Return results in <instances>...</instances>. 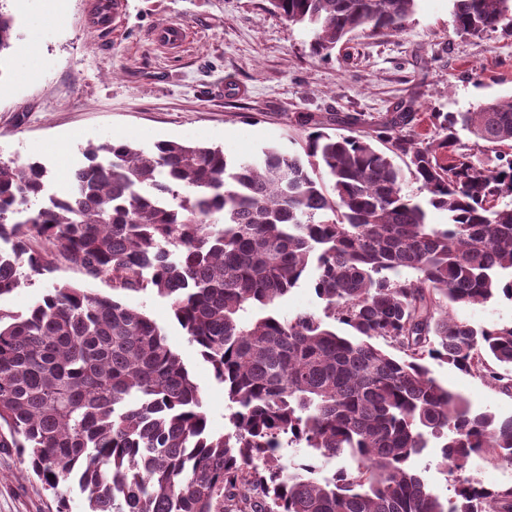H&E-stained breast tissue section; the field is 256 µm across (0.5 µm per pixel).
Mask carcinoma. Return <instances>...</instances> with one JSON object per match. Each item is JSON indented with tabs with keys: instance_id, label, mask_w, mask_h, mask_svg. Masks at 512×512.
Masks as SVG:
<instances>
[{
	"instance_id": "carcinoma-1",
	"label": "carcinoma",
	"mask_w": 512,
	"mask_h": 512,
	"mask_svg": "<svg viewBox=\"0 0 512 512\" xmlns=\"http://www.w3.org/2000/svg\"><path fill=\"white\" fill-rule=\"evenodd\" d=\"M269 2L320 59L358 34L402 33L417 8ZM451 2L457 32L512 36V0ZM17 37L0 0V54ZM296 124L301 149L251 160L182 141L91 143L61 196H46L41 162L0 159V297L62 262L112 283L110 296L62 284L24 313L0 310V448L58 512L74 491L87 512H512V488L461 476L512 466V415L474 407L430 368L512 394V324L458 315L512 301V204L497 203L512 194V95ZM433 210L447 223H430ZM305 279L323 315L279 316ZM148 292L224 384L230 432L210 430L163 328L124 301ZM433 438L451 497L415 467ZM288 446L301 461H283ZM344 458L319 475V461Z\"/></svg>"
}]
</instances>
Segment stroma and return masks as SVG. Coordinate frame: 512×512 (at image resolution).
<instances>
[{"mask_svg":"<svg viewBox=\"0 0 512 512\" xmlns=\"http://www.w3.org/2000/svg\"><path fill=\"white\" fill-rule=\"evenodd\" d=\"M97 0H8L20 35L0 55V158L37 160L63 194L91 142L122 139L145 148L178 140L219 146L230 159L262 148L294 149L300 112L384 113L415 97L420 112H464L512 94V37L455 33L451 0H418L406 31L356 36L350 51L315 58L299 27L272 15L267 0H125L117 27L96 23ZM187 24L190 44L168 49L157 29ZM69 283L108 295V278L62 265L33 276L0 309L25 312L48 288ZM164 330L198 384L213 431L228 430L223 383L157 295L126 299ZM434 375L475 407L512 414V395L435 362ZM56 496L24 474L15 449L0 448V512H57Z\"/></svg>","mask_w":512,"mask_h":512,"instance_id":"stroma-1","label":"stroma"}]
</instances>
